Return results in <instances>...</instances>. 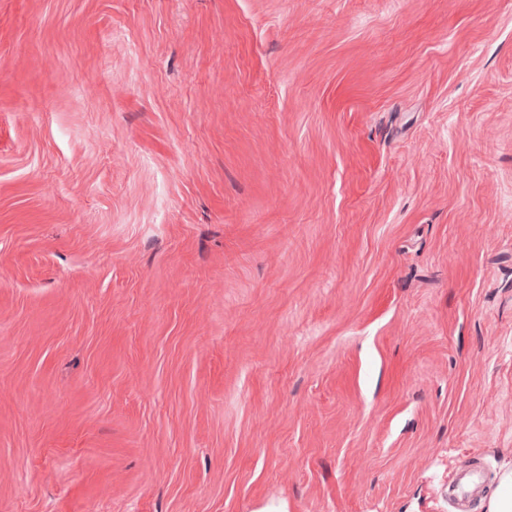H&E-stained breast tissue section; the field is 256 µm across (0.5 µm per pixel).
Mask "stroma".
<instances>
[{"mask_svg": "<svg viewBox=\"0 0 512 512\" xmlns=\"http://www.w3.org/2000/svg\"><path fill=\"white\" fill-rule=\"evenodd\" d=\"M511 466L512 0H0V512Z\"/></svg>", "mask_w": 512, "mask_h": 512, "instance_id": "stroma-1", "label": "stroma"}]
</instances>
